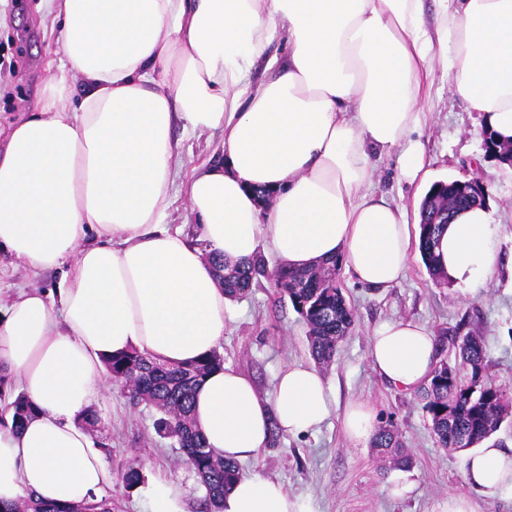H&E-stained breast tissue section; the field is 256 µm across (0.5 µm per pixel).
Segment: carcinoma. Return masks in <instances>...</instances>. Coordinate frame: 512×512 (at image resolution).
Returning a JSON list of instances; mask_svg holds the SVG:
<instances>
[{
    "label": "carcinoma",
    "instance_id": "obj_1",
    "mask_svg": "<svg viewBox=\"0 0 512 512\" xmlns=\"http://www.w3.org/2000/svg\"><path fill=\"white\" fill-rule=\"evenodd\" d=\"M477 204L458 191L456 183L438 181L420 204L425 223L419 225V252L422 262L436 283L447 275L438 265L434 252L440 235L455 214ZM339 260L318 261L300 270L276 266L268 268L264 258L244 267L215 263L216 276L231 299L246 295L264 278L280 294L288 297L307 327L311 356L321 364L330 363L342 339L354 324V313L342 288L338 286ZM455 350V362L436 363L431 378L415 396L423 403L431 434L439 448L450 451L475 448L491 438L505 419L512 416V390L498 385L488 375V353L484 337L475 331L448 337ZM224 366V358L214 351L201 359L170 365L132 350L106 361L112 381L122 385L135 404L145 403L158 413V433L174 440L199 484L205 490L202 512H220L224 492L243 476L239 463L214 454L193 424L192 403L195 391L212 371ZM11 417L0 414V426L22 428L35 410L22 393L7 405ZM371 448L383 465L405 469L413 465V456L404 447L392 425L379 427L371 439ZM83 512H112V498L102 496L79 504ZM71 506L50 505L34 494L19 502L0 505V512H67Z\"/></svg>",
    "mask_w": 512,
    "mask_h": 512
}]
</instances>
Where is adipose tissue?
<instances>
[{
  "instance_id": "ef3b65f1",
  "label": "adipose tissue",
  "mask_w": 512,
  "mask_h": 512,
  "mask_svg": "<svg viewBox=\"0 0 512 512\" xmlns=\"http://www.w3.org/2000/svg\"><path fill=\"white\" fill-rule=\"evenodd\" d=\"M60 27L74 93L50 81L0 153V252L32 273H60L56 292L20 286L0 303V374L37 407L0 429V503L27 492L70 505L112 484L81 423L110 385L105 361L138 350L181 365L216 349L230 299L212 258L274 256L296 270L340 259L359 284L404 276L419 230L373 188V155L398 150L403 174L426 176L414 133L438 63L448 90L512 139V0H41ZM282 44L284 54L271 53ZM264 61L268 76L251 71ZM223 137L220 163L183 169L173 135ZM180 183L198 241L166 228ZM269 190L261 203L256 189ZM491 211H459L439 261L476 293L498 263ZM368 357L412 393L436 362L411 319L376 327ZM335 406L322 374L286 365L272 395L230 366L194 395L193 420L224 459H254L271 422L317 429ZM481 496L512 489V452L488 442L465 458ZM221 512H300L276 480L241 478Z\"/></svg>"
}]
</instances>
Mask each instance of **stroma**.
Returning <instances> with one entry per match:
<instances>
[{
    "label": "stroma",
    "mask_w": 512,
    "mask_h": 512,
    "mask_svg": "<svg viewBox=\"0 0 512 512\" xmlns=\"http://www.w3.org/2000/svg\"><path fill=\"white\" fill-rule=\"evenodd\" d=\"M59 32L44 22L39 0H0V128L23 118L42 95L51 76L48 61L60 60ZM426 124L418 136L428 180L406 179L396 155L377 159L376 189L404 207L409 223L419 221V207L431 183L481 178L489 193L498 233L493 246L500 261L485 288L463 294L452 282L436 284L420 255H412L405 277L379 290L340 273L339 282L355 314L352 332L339 344L333 362L321 372L332 386L336 411L319 430L281 434L257 460L244 462L245 474L279 480L303 512H441L449 494L471 498L475 512H512V492L493 497L473 493L463 476V453L437 448L421 402L402 393L372 368L367 356L373 328L393 318H411L433 333L439 355L452 359L448 338L477 331L485 338L489 372L512 389V172L485 158L476 113L448 92V68L437 64L423 100ZM219 352L247 375L261 394L273 391L280 370L310 361L306 326L288 299L270 283L232 301ZM355 400L369 401L379 423H393L415 462L407 470H383L367 444L344 434L341 413ZM99 424L90 437L112 472L106 492L112 512H152L136 490L126 489L123 474L136 467L141 479L160 478L179 486L181 512H199L204 496L195 474L179 463L171 439L157 434V413L133 405L119 384H111L93 405ZM412 490L396 497V486Z\"/></svg>",
    "instance_id": "obj_1"
}]
</instances>
